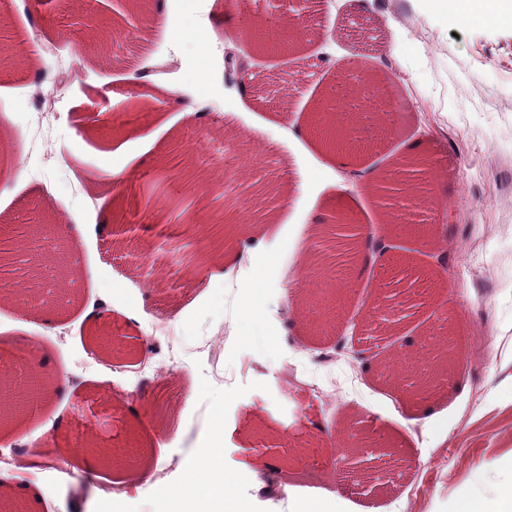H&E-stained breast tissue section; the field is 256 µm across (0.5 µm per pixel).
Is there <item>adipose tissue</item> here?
<instances>
[{
	"instance_id": "1",
	"label": "adipose tissue",
	"mask_w": 512,
	"mask_h": 512,
	"mask_svg": "<svg viewBox=\"0 0 512 512\" xmlns=\"http://www.w3.org/2000/svg\"><path fill=\"white\" fill-rule=\"evenodd\" d=\"M234 476L224 473L218 458H206L192 471L181 489H165L161 502L167 512H240L232 488Z\"/></svg>"
}]
</instances>
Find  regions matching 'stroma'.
Listing matches in <instances>:
<instances>
[{
	"label": "stroma",
	"mask_w": 512,
	"mask_h": 512,
	"mask_svg": "<svg viewBox=\"0 0 512 512\" xmlns=\"http://www.w3.org/2000/svg\"><path fill=\"white\" fill-rule=\"evenodd\" d=\"M58 7L0 0V50L18 38L36 49L32 70L0 74V248L54 215L71 220L39 240L32 263L0 262L2 280L34 270L42 282L29 315L0 303V341L32 350L35 374L66 387L0 434V454L35 451L50 490L38 512L161 507L137 470L116 485L110 468H82L80 448L42 429L56 415L113 453L146 452L148 472L169 465L170 488L222 424L218 456L246 512H462L473 497L494 500L512 482V212L494 205L512 184V19L455 18L430 0H256L245 19L229 0H74L63 19ZM159 12L177 36L156 30ZM297 16L307 33L285 51L238 40L243 25ZM102 28L130 35L99 54ZM240 52L250 79L225 86V58ZM60 80L69 88L52 102L47 160L31 118ZM320 104L356 116L343 163L306 134ZM197 108L207 121L191 117ZM201 137L208 147L193 153ZM239 140L264 149L248 182L187 180ZM414 146L433 166L423 197L379 206L364 184L397 172ZM339 212L354 218L342 237H311L313 216ZM369 225L390 250L359 267L346 238ZM257 234L261 247L241 248ZM225 235L237 243L228 266L207 258ZM320 250L351 290L340 319L315 326L292 293ZM155 262L173 277L152 284ZM98 302V321H85ZM218 332L217 356L207 341ZM443 335L462 363L422 399L353 356ZM170 399L175 431L160 419ZM355 424L401 450L395 462L361 459L394 475L388 496L351 479ZM61 459L66 481L53 471Z\"/></svg>",
	"instance_id": "obj_1"
}]
</instances>
